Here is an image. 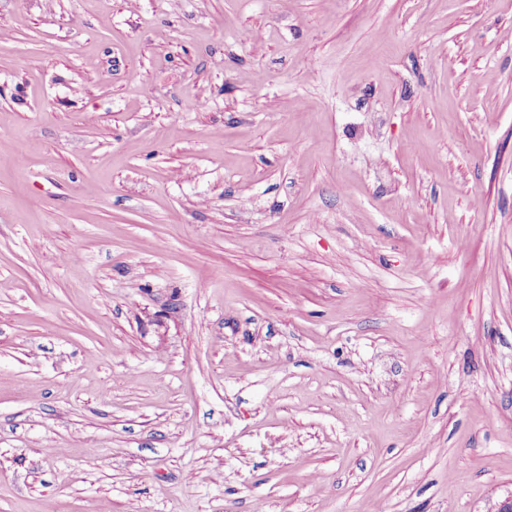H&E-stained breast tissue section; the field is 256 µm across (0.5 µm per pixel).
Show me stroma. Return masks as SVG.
Returning <instances> with one entry per match:
<instances>
[{
  "label": "stroma",
  "mask_w": 512,
  "mask_h": 512,
  "mask_svg": "<svg viewBox=\"0 0 512 512\" xmlns=\"http://www.w3.org/2000/svg\"><path fill=\"white\" fill-rule=\"evenodd\" d=\"M0 31V512L512 495V0Z\"/></svg>",
  "instance_id": "obj_1"
}]
</instances>
